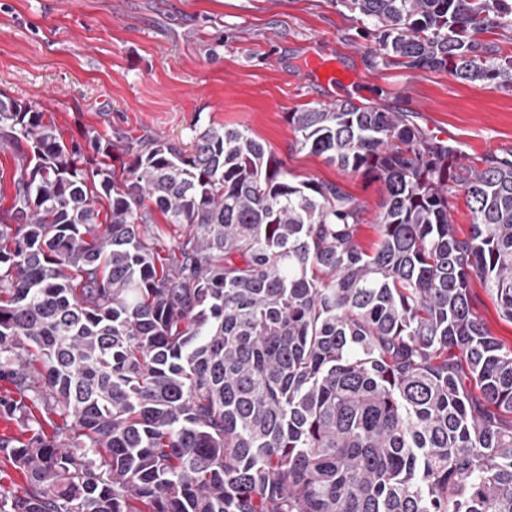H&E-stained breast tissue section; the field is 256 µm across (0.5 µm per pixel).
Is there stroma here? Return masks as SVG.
Instances as JSON below:
<instances>
[{"mask_svg":"<svg viewBox=\"0 0 512 512\" xmlns=\"http://www.w3.org/2000/svg\"><path fill=\"white\" fill-rule=\"evenodd\" d=\"M356 13L335 0H0V94L36 104L69 141L87 129L159 135L191 149L194 129L237 127L272 148L297 178L338 184L376 238L383 186L299 149L290 112L336 99L409 113L468 162L512 159V90L372 60ZM335 58L348 85L308 69ZM471 293L489 333L512 345L479 278Z\"/></svg>","mask_w":512,"mask_h":512,"instance_id":"35a3bbf8","label":"stroma"}]
</instances>
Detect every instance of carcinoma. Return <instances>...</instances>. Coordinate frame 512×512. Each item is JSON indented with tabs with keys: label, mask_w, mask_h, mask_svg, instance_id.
<instances>
[{
	"label": "carcinoma",
	"mask_w": 512,
	"mask_h": 512,
	"mask_svg": "<svg viewBox=\"0 0 512 512\" xmlns=\"http://www.w3.org/2000/svg\"><path fill=\"white\" fill-rule=\"evenodd\" d=\"M386 67L512 89V0H335ZM297 143L384 186L361 206L235 127L68 144L0 97L29 152L0 211V512H512V160L464 164L404 112L288 113ZM130 156L112 168V150ZM467 196L469 236L450 198ZM184 229L162 258L153 211ZM471 293L478 316L484 322L489 333L506 346L512 345V323L503 318L481 280L471 279Z\"/></svg>",
	"instance_id": "obj_1"
}]
</instances>
